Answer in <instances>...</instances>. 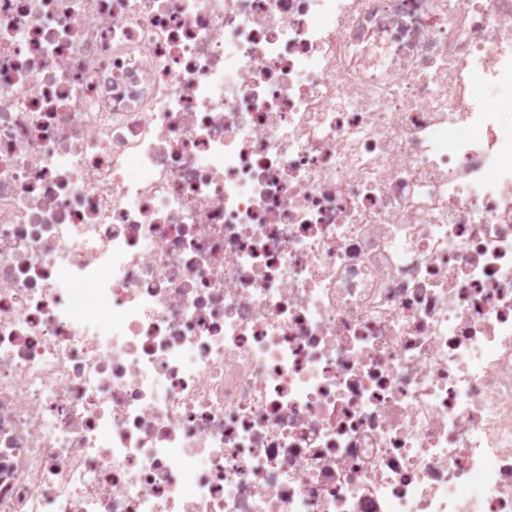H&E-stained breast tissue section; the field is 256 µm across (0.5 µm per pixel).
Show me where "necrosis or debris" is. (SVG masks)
I'll return each mask as SVG.
<instances>
[{"label": "necrosis or debris", "instance_id": "4bbe7bcc", "mask_svg": "<svg viewBox=\"0 0 512 512\" xmlns=\"http://www.w3.org/2000/svg\"><path fill=\"white\" fill-rule=\"evenodd\" d=\"M512 0H0V512H512Z\"/></svg>", "mask_w": 512, "mask_h": 512}]
</instances>
